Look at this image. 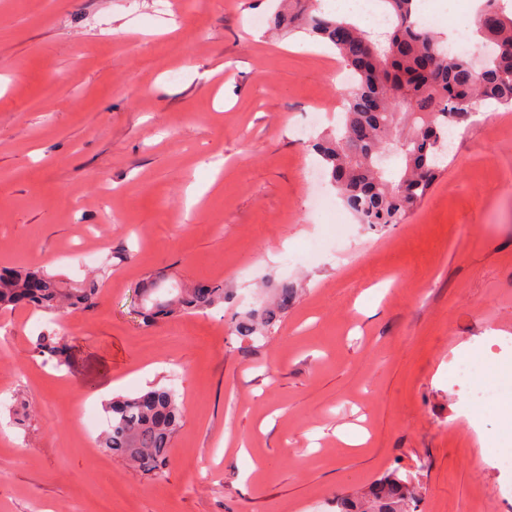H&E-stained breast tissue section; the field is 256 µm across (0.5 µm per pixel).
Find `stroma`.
<instances>
[{
	"instance_id": "stroma-1",
	"label": "stroma",
	"mask_w": 512,
	"mask_h": 512,
	"mask_svg": "<svg viewBox=\"0 0 512 512\" xmlns=\"http://www.w3.org/2000/svg\"><path fill=\"white\" fill-rule=\"evenodd\" d=\"M157 3L0 0V268L104 277L61 323L69 366L33 351L52 315L0 312V512H336L390 470L421 512H512L492 497L512 485L498 410L468 415L448 377L477 349L485 379L512 365V112L481 109L420 206L371 231L312 177L335 51L271 37V0ZM158 271L227 298L144 326L129 303ZM284 279L279 325L236 336ZM153 384L184 408L157 476L79 420L99 390Z\"/></svg>"
}]
</instances>
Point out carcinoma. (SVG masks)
Listing matches in <instances>:
<instances>
[{
    "label": "carcinoma",
    "instance_id": "obj_1",
    "mask_svg": "<svg viewBox=\"0 0 512 512\" xmlns=\"http://www.w3.org/2000/svg\"><path fill=\"white\" fill-rule=\"evenodd\" d=\"M321 0H279L270 30L318 37L330 45L350 71L352 84L342 92L343 121L336 134L313 144L324 174L339 197L370 229L403 223L421 204L445 170L448 127L466 126L482 107L512 110V11L500 0H485L474 27L484 46L482 68L467 56L448 53L432 30L418 25L417 0H378L390 18L381 33L362 29L350 18L327 12ZM411 103L395 115L394 91ZM414 138L403 154L405 169L397 182L385 180L375 165L381 150ZM101 278L72 285L39 269L0 272V309L21 305L49 312L88 311L95 307ZM138 310L152 326L192 310L224 303V289L198 281L189 287L164 276H149L135 287ZM298 288L282 280L271 302L235 323L244 338L264 336L286 315ZM34 352L59 367L69 363L61 331H44ZM107 427L99 444L110 454L157 474L167 465L169 448L183 425L177 392L153 386L133 397H114L104 405ZM419 492L412 479L388 474L364 490L342 512H417Z\"/></svg>",
    "mask_w": 512,
    "mask_h": 512
}]
</instances>
